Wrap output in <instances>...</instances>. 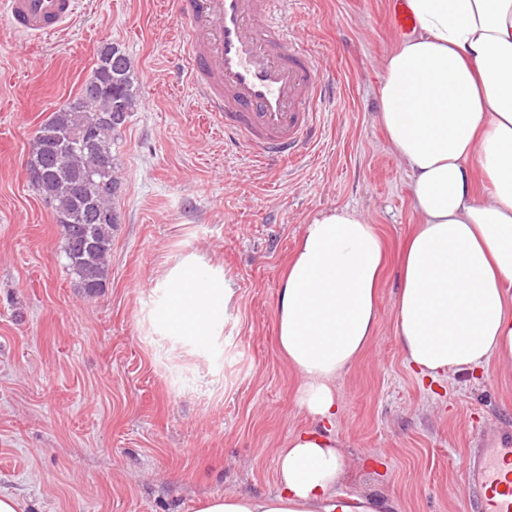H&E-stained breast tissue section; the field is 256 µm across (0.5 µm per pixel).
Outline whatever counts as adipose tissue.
Here are the masks:
<instances>
[{
	"label": "adipose tissue",
	"mask_w": 512,
	"mask_h": 512,
	"mask_svg": "<svg viewBox=\"0 0 512 512\" xmlns=\"http://www.w3.org/2000/svg\"><path fill=\"white\" fill-rule=\"evenodd\" d=\"M419 26L384 60L378 121L405 164L418 222L400 254L395 335L424 378L512 360V0H409ZM388 264L351 208L307 222L275 312L277 345L313 426L291 435L268 496L217 495L199 512H394L339 489L335 382L376 328ZM158 330L190 343L222 335L232 287L188 256L159 281Z\"/></svg>",
	"instance_id": "ef3b65f1"
}]
</instances>
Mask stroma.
<instances>
[{"label": "stroma", "mask_w": 512, "mask_h": 512, "mask_svg": "<svg viewBox=\"0 0 512 512\" xmlns=\"http://www.w3.org/2000/svg\"><path fill=\"white\" fill-rule=\"evenodd\" d=\"M386 14V0H304L288 16L332 89L319 144L277 170L226 146L173 77V0H85L68 31L39 42L0 23V490L23 512H197L215 494L274 493L280 448L311 424L275 340L278 291L309 216L344 206L374 224L390 262L375 335L336 381L341 489L391 497L395 512H463L470 449L512 432V362L429 382L396 341L417 214L378 123L382 61L398 44ZM107 43L129 56L140 104L112 147L120 222L109 277L89 295L25 163ZM189 254L233 289L223 335L203 347L152 320L157 281Z\"/></svg>", "instance_id": "35a3bbf8"}]
</instances>
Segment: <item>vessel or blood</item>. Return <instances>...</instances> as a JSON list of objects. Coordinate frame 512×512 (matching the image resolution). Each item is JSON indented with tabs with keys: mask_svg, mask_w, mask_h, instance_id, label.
<instances>
[{
	"mask_svg": "<svg viewBox=\"0 0 512 512\" xmlns=\"http://www.w3.org/2000/svg\"><path fill=\"white\" fill-rule=\"evenodd\" d=\"M82 0H0V19L27 39L63 34ZM299 0H176L187 83L232 145L274 167L307 154L318 139L317 106L327 90L316 54L295 40L286 18ZM393 28L416 26L407 0H389ZM512 436L474 449L466 470L469 512H512Z\"/></svg>",
	"mask_w": 512,
	"mask_h": 512,
	"instance_id": "obj_1",
	"label": "vessel or blood"
}]
</instances>
